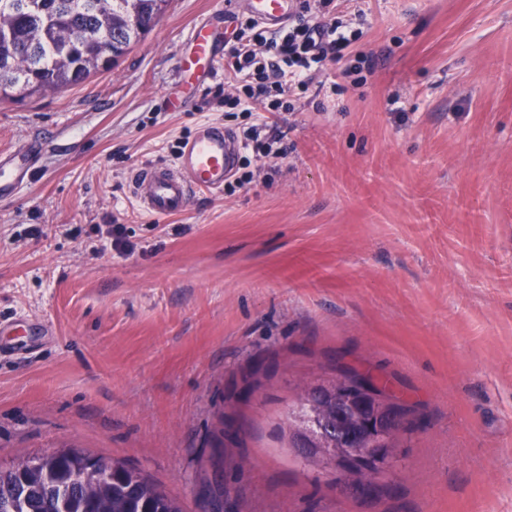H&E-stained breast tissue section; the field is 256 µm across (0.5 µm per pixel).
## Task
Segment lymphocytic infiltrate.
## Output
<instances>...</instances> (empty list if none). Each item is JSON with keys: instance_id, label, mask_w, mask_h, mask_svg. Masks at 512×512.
I'll use <instances>...</instances> for the list:
<instances>
[{"instance_id": "1", "label": "lymphocytic infiltrate", "mask_w": 512, "mask_h": 512, "mask_svg": "<svg viewBox=\"0 0 512 512\" xmlns=\"http://www.w3.org/2000/svg\"><path fill=\"white\" fill-rule=\"evenodd\" d=\"M345 0H300L295 17L268 32L252 17L238 18V31L224 45V82L234 87L225 107L252 115L242 131L247 149L282 158L264 138L268 114L287 109L290 90H307L328 58L344 56L358 39L350 23L332 19Z\"/></svg>"}]
</instances>
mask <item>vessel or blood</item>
Listing matches in <instances>:
<instances>
[{
    "mask_svg": "<svg viewBox=\"0 0 512 512\" xmlns=\"http://www.w3.org/2000/svg\"><path fill=\"white\" fill-rule=\"evenodd\" d=\"M238 0L193 25L178 59L181 91L170 93L163 102L167 112H181L190 98L203 97L222 74L224 29L230 23ZM248 12L268 29L287 24L295 11L294 0H247ZM241 144L229 130L210 122L197 124L183 142L174 164H151L132 176L130 194L138 209L155 219L181 215L193 195L223 191L235 172ZM35 163V152L24 147L0 157V194L23 182Z\"/></svg>",
    "mask_w": 512,
    "mask_h": 512,
    "instance_id": "1",
    "label": "vessel or blood"
}]
</instances>
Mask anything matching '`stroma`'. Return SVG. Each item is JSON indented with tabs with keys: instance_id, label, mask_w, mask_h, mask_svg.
Returning a JSON list of instances; mask_svg holds the SVG:
<instances>
[{
	"instance_id": "1",
	"label": "stroma",
	"mask_w": 512,
	"mask_h": 512,
	"mask_svg": "<svg viewBox=\"0 0 512 512\" xmlns=\"http://www.w3.org/2000/svg\"><path fill=\"white\" fill-rule=\"evenodd\" d=\"M223 3L170 0L113 69L0 102V153L40 147L0 198V464L82 448L183 512H512V0H354L361 37L270 121L286 156L158 221L132 173L251 123L159 109ZM345 366L407 409L371 498L288 433Z\"/></svg>"
}]
</instances>
